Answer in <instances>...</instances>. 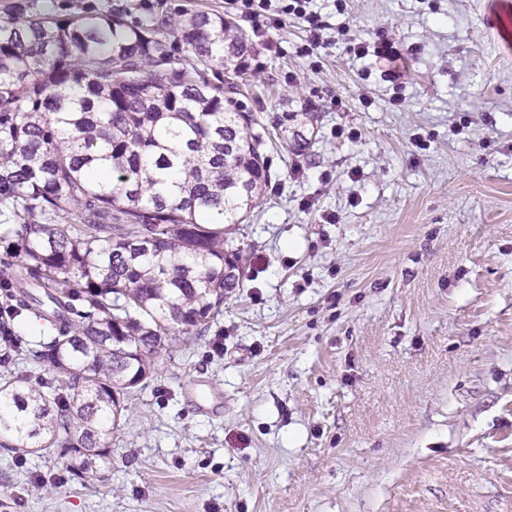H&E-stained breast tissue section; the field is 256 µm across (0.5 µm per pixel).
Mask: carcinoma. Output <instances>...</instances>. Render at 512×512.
Instances as JSON below:
<instances>
[{"label": "carcinoma", "mask_w": 512, "mask_h": 512, "mask_svg": "<svg viewBox=\"0 0 512 512\" xmlns=\"http://www.w3.org/2000/svg\"><path fill=\"white\" fill-rule=\"evenodd\" d=\"M249 52L222 15L130 23L107 10L52 17L27 2L0 19V288L44 320L22 348L0 321V447L69 457L103 478L125 395L169 336L190 335L240 286L225 273L226 228L270 174L251 112L224 98L216 69ZM80 301L83 308L76 307ZM50 378L19 382V353Z\"/></svg>", "instance_id": "obj_1"}]
</instances>
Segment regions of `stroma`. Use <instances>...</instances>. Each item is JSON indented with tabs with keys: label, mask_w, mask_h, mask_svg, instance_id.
Segmentation results:
<instances>
[{
	"label": "stroma",
	"mask_w": 512,
	"mask_h": 512,
	"mask_svg": "<svg viewBox=\"0 0 512 512\" xmlns=\"http://www.w3.org/2000/svg\"><path fill=\"white\" fill-rule=\"evenodd\" d=\"M320 11L335 45L302 57V21L269 43L242 22L250 51L223 72L269 134L271 178L230 234L242 286L126 396L103 480L0 449L6 512H512V0ZM381 31L410 58L398 89L355 54Z\"/></svg>",
	"instance_id": "stroma-1"
}]
</instances>
